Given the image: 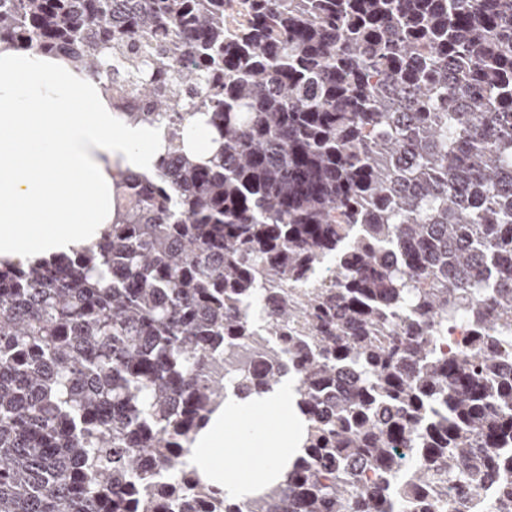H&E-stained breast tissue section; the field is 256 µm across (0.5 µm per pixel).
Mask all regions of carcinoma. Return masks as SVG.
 Here are the masks:
<instances>
[{
    "label": "carcinoma",
    "mask_w": 512,
    "mask_h": 512,
    "mask_svg": "<svg viewBox=\"0 0 512 512\" xmlns=\"http://www.w3.org/2000/svg\"><path fill=\"white\" fill-rule=\"evenodd\" d=\"M0 0L165 122L97 250L0 267V512H512V0ZM202 120L218 149L182 150ZM332 271L330 281L298 284ZM464 321L480 336L446 348ZM262 347L263 369L220 363ZM354 380L337 392L344 372ZM298 383L303 454L230 502L180 458Z\"/></svg>",
    "instance_id": "obj_1"
}]
</instances>
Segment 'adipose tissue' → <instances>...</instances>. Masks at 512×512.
<instances>
[{"label": "adipose tissue", "instance_id": "obj_1", "mask_svg": "<svg viewBox=\"0 0 512 512\" xmlns=\"http://www.w3.org/2000/svg\"><path fill=\"white\" fill-rule=\"evenodd\" d=\"M162 145L160 125L120 116L101 82L66 60L0 44V260L30 266L93 249L115 218L114 174L150 173ZM297 399L289 378L228 395L189 445L187 468L235 502L283 482L301 453Z\"/></svg>", "mask_w": 512, "mask_h": 512}]
</instances>
